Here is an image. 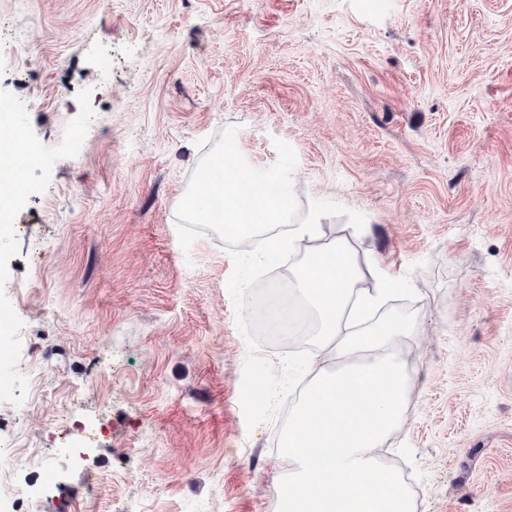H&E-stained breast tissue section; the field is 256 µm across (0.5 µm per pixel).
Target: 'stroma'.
Here are the masks:
<instances>
[{"instance_id": "stroma-1", "label": "stroma", "mask_w": 512, "mask_h": 512, "mask_svg": "<svg viewBox=\"0 0 512 512\" xmlns=\"http://www.w3.org/2000/svg\"><path fill=\"white\" fill-rule=\"evenodd\" d=\"M39 161L0 242V512H268L224 242L176 208L226 127L399 286L413 384L378 461L416 512H512V0H0Z\"/></svg>"}]
</instances>
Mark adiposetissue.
I'll return each mask as SVG.
<instances>
[{
    "mask_svg": "<svg viewBox=\"0 0 512 512\" xmlns=\"http://www.w3.org/2000/svg\"><path fill=\"white\" fill-rule=\"evenodd\" d=\"M34 153L25 133L0 124V168L11 183L0 191V236L10 229L14 158ZM319 224L306 220L288 232L289 250L301 253L294 274L320 323L319 370L288 419L282 439L294 468L283 487L281 512H414L399 474L381 466L375 451L399 429L413 387L398 348L416 335L414 323L375 321L390 296L386 282L363 288L346 238L316 245Z\"/></svg>",
    "mask_w": 512,
    "mask_h": 512,
    "instance_id": "1",
    "label": "adipose tissue"
}]
</instances>
